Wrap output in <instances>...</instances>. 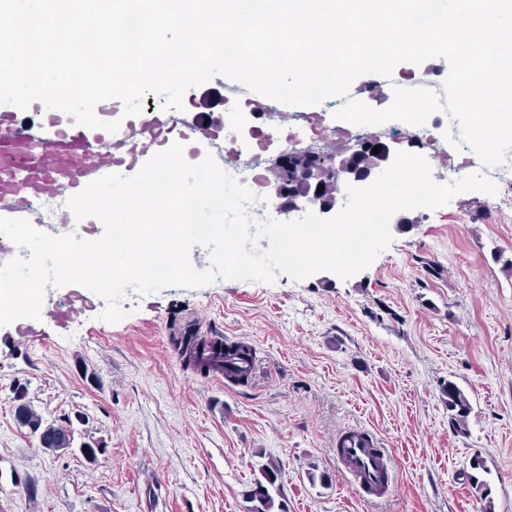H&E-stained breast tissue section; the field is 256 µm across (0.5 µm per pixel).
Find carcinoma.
Instances as JSON below:
<instances>
[{"mask_svg": "<svg viewBox=\"0 0 512 512\" xmlns=\"http://www.w3.org/2000/svg\"><path fill=\"white\" fill-rule=\"evenodd\" d=\"M179 346L187 361L196 367L200 366L195 356L200 348L196 336L192 334L181 336ZM440 391L448 407L450 427L458 434L466 433L470 406L464 392L452 381L443 384ZM14 402L16 422L19 426L27 429L31 435L37 437L45 451L56 455L73 454L78 451L87 461L93 463L97 461L99 455L105 452L104 445L97 442H85L81 444L80 448H74V435L71 426L56 425L45 419L27 400V391L24 386L16 387ZM482 470H484V464L479 459L472 466V472L468 474V481L475 490L480 492L481 499L485 501L482 512H494L488 485L479 477V472ZM260 473L261 479L255 482V488L250 493V500L254 502L251 512H286L284 504H275V499L270 494V488L275 486L280 476L279 466L270 460L261 466Z\"/></svg>", "mask_w": 512, "mask_h": 512, "instance_id": "carcinoma-1", "label": "carcinoma"}]
</instances>
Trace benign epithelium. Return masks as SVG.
<instances>
[{"label": "benign epithelium", "instance_id": "1", "mask_svg": "<svg viewBox=\"0 0 512 512\" xmlns=\"http://www.w3.org/2000/svg\"><path fill=\"white\" fill-rule=\"evenodd\" d=\"M375 145L381 147L376 154L373 146L343 148L320 156L310 149L281 150L271 160L267 182L274 186L283 221L298 219L309 210L323 218L336 215L347 200V186L371 184L393 161L395 154L385 143L378 140ZM316 155L319 159L315 161Z\"/></svg>", "mask_w": 512, "mask_h": 512}]
</instances>
